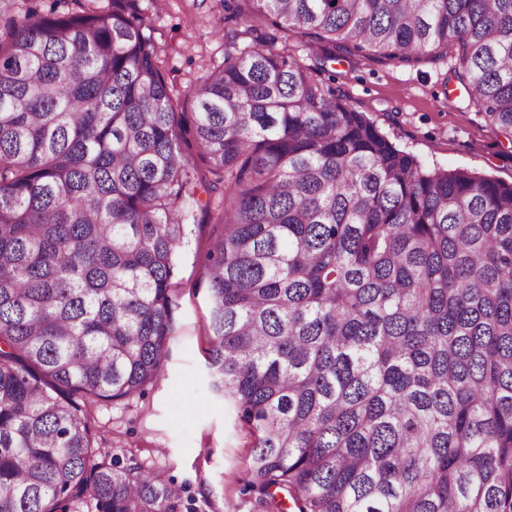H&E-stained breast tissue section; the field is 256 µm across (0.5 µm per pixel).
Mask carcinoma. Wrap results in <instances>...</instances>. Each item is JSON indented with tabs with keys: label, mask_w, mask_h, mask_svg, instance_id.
<instances>
[{
	"label": "carcinoma",
	"mask_w": 512,
	"mask_h": 512,
	"mask_svg": "<svg viewBox=\"0 0 512 512\" xmlns=\"http://www.w3.org/2000/svg\"><path fill=\"white\" fill-rule=\"evenodd\" d=\"M224 22L325 61L452 45L512 132V0H224ZM6 29L0 512H178L160 476L99 460L88 405L162 376L200 185L210 386L271 512H512V184L425 168L273 37L198 78L184 127L138 0Z\"/></svg>",
	"instance_id": "cac0c4a2"
}]
</instances>
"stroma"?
Returning <instances> with one entry per match:
<instances>
[{
    "instance_id": "35a3bbf8",
    "label": "stroma",
    "mask_w": 512,
    "mask_h": 512,
    "mask_svg": "<svg viewBox=\"0 0 512 512\" xmlns=\"http://www.w3.org/2000/svg\"><path fill=\"white\" fill-rule=\"evenodd\" d=\"M152 19L170 91L192 108L186 91L225 49L250 36L224 20L223 0H140ZM288 52L336 87L399 148L424 166L461 168L512 183V142L484 117V107L454 77L455 48L438 47L408 61L360 53L320 64L323 52L289 30ZM219 215L196 209L174 280L177 307L169 359L157 383L136 395L89 408L102 453L136 459L181 494V512H267L246 491L252 437L209 388L205 368L209 302L200 284Z\"/></svg>"
}]
</instances>
